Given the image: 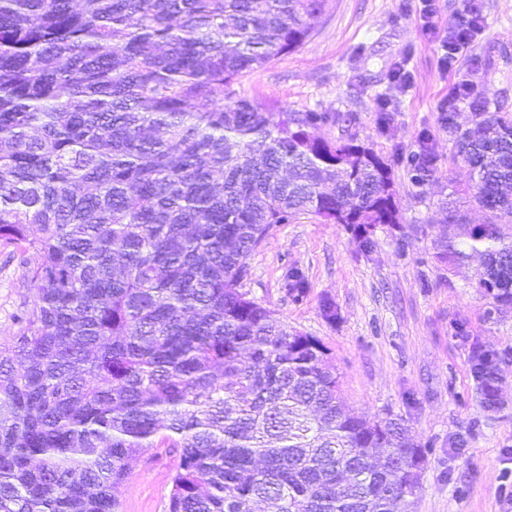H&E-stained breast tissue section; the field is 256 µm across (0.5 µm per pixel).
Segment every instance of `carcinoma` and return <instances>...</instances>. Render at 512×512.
I'll use <instances>...</instances> for the list:
<instances>
[{
	"mask_svg": "<svg viewBox=\"0 0 512 512\" xmlns=\"http://www.w3.org/2000/svg\"><path fill=\"white\" fill-rule=\"evenodd\" d=\"M327 0H0V240L35 290L0 349V512H117L130 462L179 458L167 512H394L425 448L401 418L349 415L316 337L248 297L297 214L368 250L400 227L390 163L325 112L239 99L243 73L301 47ZM447 120L471 202H445L436 257L483 259L512 303V116ZM432 176L426 142L408 156ZM499 356L472 377L500 407Z\"/></svg>",
	"mask_w": 512,
	"mask_h": 512,
	"instance_id": "obj_1",
	"label": "carcinoma"
}]
</instances>
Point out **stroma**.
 Returning <instances> with one entry per match:
<instances>
[{"instance_id":"obj_1","label":"stroma","mask_w":512,"mask_h":512,"mask_svg":"<svg viewBox=\"0 0 512 512\" xmlns=\"http://www.w3.org/2000/svg\"><path fill=\"white\" fill-rule=\"evenodd\" d=\"M440 29L476 6L482 27L451 67L426 32L423 0H328L299 49L244 74L239 99L290 112L349 113L358 139L388 160L400 226L378 227L371 250L308 214L279 225L250 261L243 289L290 327L319 338L353 414L400 416L427 447L422 488L409 512H512V304L478 286V261L446 265L433 242L451 192L466 195L468 166L442 129L454 111L468 126L473 100L512 113V0H434ZM437 158L426 185L406 164L420 135ZM306 288L288 292L291 274ZM34 290L19 251L0 244V347L26 326ZM336 306L335 322L321 313ZM495 350L500 410L480 403L469 366L474 345ZM178 464L164 449L137 456L119 512H165Z\"/></svg>"}]
</instances>
